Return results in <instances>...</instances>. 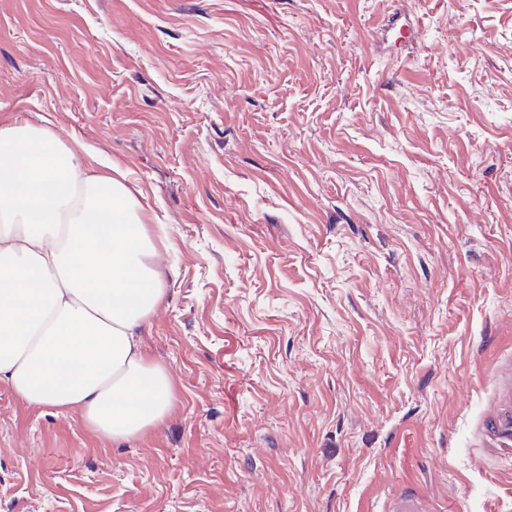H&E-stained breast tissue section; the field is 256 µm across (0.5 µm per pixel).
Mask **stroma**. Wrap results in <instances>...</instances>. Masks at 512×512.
Masks as SVG:
<instances>
[{"label": "stroma", "mask_w": 512, "mask_h": 512, "mask_svg": "<svg viewBox=\"0 0 512 512\" xmlns=\"http://www.w3.org/2000/svg\"><path fill=\"white\" fill-rule=\"evenodd\" d=\"M138 191L166 421L0 384V512H512V0H0V125Z\"/></svg>", "instance_id": "obj_1"}]
</instances>
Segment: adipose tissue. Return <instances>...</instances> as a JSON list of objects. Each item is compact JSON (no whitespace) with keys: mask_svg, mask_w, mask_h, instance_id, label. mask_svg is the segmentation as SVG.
<instances>
[{"mask_svg":"<svg viewBox=\"0 0 512 512\" xmlns=\"http://www.w3.org/2000/svg\"><path fill=\"white\" fill-rule=\"evenodd\" d=\"M140 210L82 144L0 126V383L114 442L156 427L174 399L138 340L166 293Z\"/></svg>","mask_w":512,"mask_h":512,"instance_id":"ef3b65f1","label":"adipose tissue"}]
</instances>
